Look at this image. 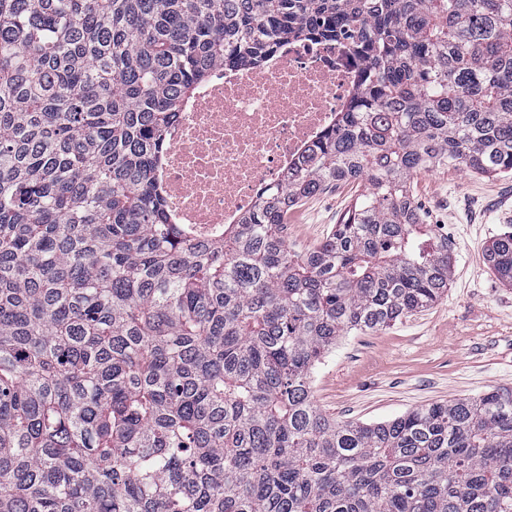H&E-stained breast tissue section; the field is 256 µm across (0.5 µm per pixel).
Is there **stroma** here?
<instances>
[{"instance_id":"obj_1","label":"stroma","mask_w":512,"mask_h":512,"mask_svg":"<svg viewBox=\"0 0 512 512\" xmlns=\"http://www.w3.org/2000/svg\"><path fill=\"white\" fill-rule=\"evenodd\" d=\"M414 198L454 245L448 294L390 329L340 336L312 375L315 403L337 421L381 422L512 387V287L484 260L491 238L512 225V177L437 169L417 177ZM349 200L348 187H336L297 208L287 224L292 250L322 241Z\"/></svg>"}]
</instances>
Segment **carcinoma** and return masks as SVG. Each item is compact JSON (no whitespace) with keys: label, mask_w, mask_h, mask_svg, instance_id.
Segmentation results:
<instances>
[{"label":"carcinoma","mask_w":512,"mask_h":512,"mask_svg":"<svg viewBox=\"0 0 512 512\" xmlns=\"http://www.w3.org/2000/svg\"><path fill=\"white\" fill-rule=\"evenodd\" d=\"M349 27L335 128L237 223L172 221L156 170L216 69ZM449 166L512 176V0H0V512H512V389L371 424L312 395L339 336L448 294L413 184ZM485 260L512 285V231ZM349 187L329 188L294 210L287 224L288 245L305 252L322 241L350 200Z\"/></svg>","instance_id":"1"}]
</instances>
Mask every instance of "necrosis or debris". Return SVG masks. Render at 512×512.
I'll return each mask as SVG.
<instances>
[{"label":"necrosis or debris","mask_w":512,"mask_h":512,"mask_svg":"<svg viewBox=\"0 0 512 512\" xmlns=\"http://www.w3.org/2000/svg\"><path fill=\"white\" fill-rule=\"evenodd\" d=\"M364 68L342 36L294 38L263 66L216 73L183 107L158 174L177 223H235L334 128Z\"/></svg>","instance_id":"obj_1"}]
</instances>
